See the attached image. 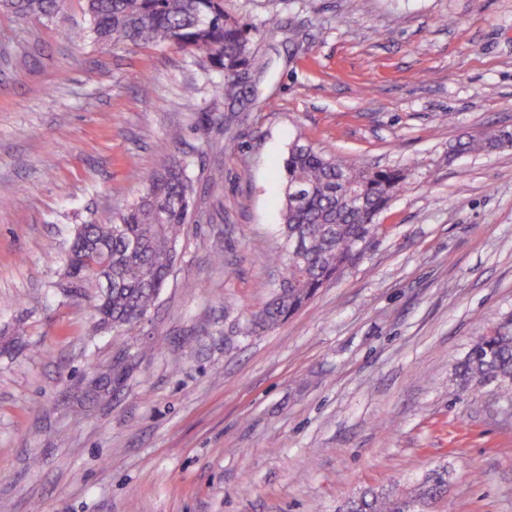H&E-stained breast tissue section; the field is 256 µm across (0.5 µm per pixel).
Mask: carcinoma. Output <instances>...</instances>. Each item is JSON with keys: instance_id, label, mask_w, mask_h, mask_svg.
<instances>
[{"instance_id": "carcinoma-1", "label": "carcinoma", "mask_w": 512, "mask_h": 512, "mask_svg": "<svg viewBox=\"0 0 512 512\" xmlns=\"http://www.w3.org/2000/svg\"><path fill=\"white\" fill-rule=\"evenodd\" d=\"M61 0H0V11L51 19ZM226 0H86L88 33L69 29L68 40L86 36L97 44L166 46L204 54L221 73L217 95L240 97L238 75L249 65L247 22L232 17ZM512 144V131L468 135L458 153H480ZM286 179L283 245L267 256L279 268L268 300L240 326V334L268 331L305 306L338 277L376 234L378 216L405 189L400 169H373L294 143L283 164ZM196 202L188 165L174 162L155 175L139 199L120 213L105 212L75 230L66 271L71 286L60 293L83 295L93 309L95 329L125 332L149 312L177 260V245ZM464 390L494 386L512 399V314L499 319L471 345L455 372ZM446 485L441 472L413 495L423 505ZM405 496L373 491L349 500L343 512H402Z\"/></svg>"}]
</instances>
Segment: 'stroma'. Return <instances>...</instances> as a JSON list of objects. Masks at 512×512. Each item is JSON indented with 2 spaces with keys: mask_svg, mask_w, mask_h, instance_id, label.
Wrapping results in <instances>:
<instances>
[{
  "mask_svg": "<svg viewBox=\"0 0 512 512\" xmlns=\"http://www.w3.org/2000/svg\"><path fill=\"white\" fill-rule=\"evenodd\" d=\"M227 9L257 65L234 101L205 55L62 39L88 28L83 0L0 14V512H339L441 466L428 512H512V403L452 379L512 313V145L449 152L512 130V0ZM299 138L408 183L335 281L242 336ZM176 161L197 191L179 260L144 320L94 331L53 288L72 235ZM512 144V131L500 129L484 136L468 135L459 138L452 146L457 153H480Z\"/></svg>",
  "mask_w": 512,
  "mask_h": 512,
  "instance_id": "1",
  "label": "stroma"
}]
</instances>
